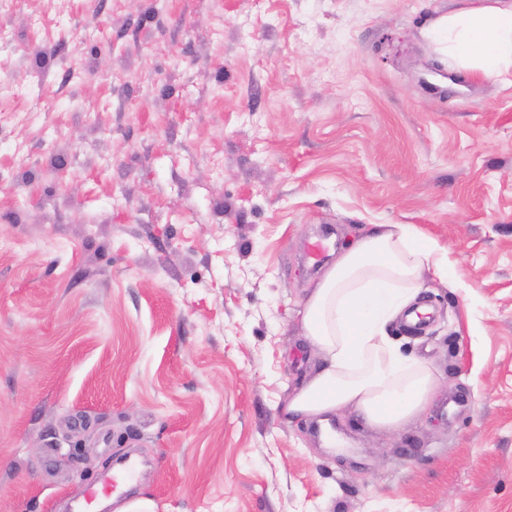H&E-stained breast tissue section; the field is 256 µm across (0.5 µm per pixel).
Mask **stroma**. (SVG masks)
Instances as JSON below:
<instances>
[{
  "label": "stroma",
  "instance_id": "35a3bbf8",
  "mask_svg": "<svg viewBox=\"0 0 512 512\" xmlns=\"http://www.w3.org/2000/svg\"><path fill=\"white\" fill-rule=\"evenodd\" d=\"M462 4L0 0V512H65L131 452L154 512H512V76L435 52ZM368 224L452 280L390 328L432 401L330 414L341 455L276 406Z\"/></svg>",
  "mask_w": 512,
  "mask_h": 512
}]
</instances>
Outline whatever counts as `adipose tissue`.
Masks as SVG:
<instances>
[{
    "mask_svg": "<svg viewBox=\"0 0 512 512\" xmlns=\"http://www.w3.org/2000/svg\"><path fill=\"white\" fill-rule=\"evenodd\" d=\"M429 36L459 70L487 81L512 74V0H477L434 23ZM429 275L450 280L448 258L407 224L370 225L344 248L302 311L304 335L321 361L280 404L283 417L350 407L370 425L396 429L419 415L438 379L401 352L388 325Z\"/></svg>",
    "mask_w": 512,
    "mask_h": 512,
    "instance_id": "1",
    "label": "adipose tissue"
}]
</instances>
